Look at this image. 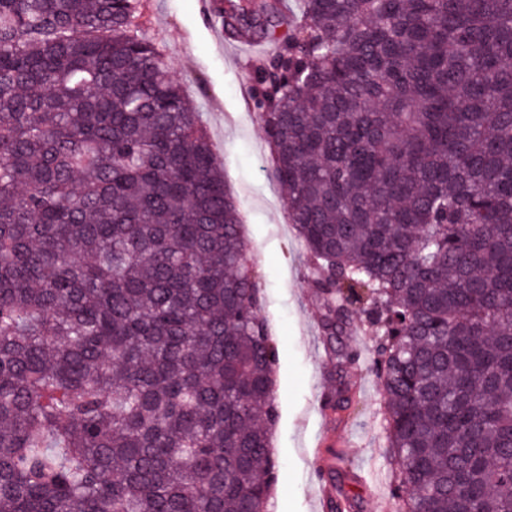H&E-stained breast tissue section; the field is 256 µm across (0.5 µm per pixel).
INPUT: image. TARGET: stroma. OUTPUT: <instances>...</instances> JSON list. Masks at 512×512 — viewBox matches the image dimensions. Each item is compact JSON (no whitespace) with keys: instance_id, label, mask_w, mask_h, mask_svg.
Segmentation results:
<instances>
[{"instance_id":"35a3bbf8","label":"stroma","mask_w":512,"mask_h":512,"mask_svg":"<svg viewBox=\"0 0 512 512\" xmlns=\"http://www.w3.org/2000/svg\"><path fill=\"white\" fill-rule=\"evenodd\" d=\"M210 0H146L148 35L164 45L174 77L193 97L239 203L250 246L260 314L279 353L275 397L280 419L273 431L276 480L268 512H323L315 482L317 462L326 480L348 496L345 512H398L392 495L399 470L383 429L385 397L371 372L375 338L365 318L353 316L341 348L360 358L338 365L324 347L323 300L310 288L306 250L272 174V156L251 97L259 62L274 52L253 50L227 33L209 13ZM348 391V410L323 406V396Z\"/></svg>"}]
</instances>
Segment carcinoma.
<instances>
[{
	"label": "carcinoma",
	"instance_id": "cac0c4a2",
	"mask_svg": "<svg viewBox=\"0 0 512 512\" xmlns=\"http://www.w3.org/2000/svg\"><path fill=\"white\" fill-rule=\"evenodd\" d=\"M373 370L401 512H512V0H214ZM143 0H0V512H266L278 361Z\"/></svg>",
	"mask_w": 512,
	"mask_h": 512
}]
</instances>
